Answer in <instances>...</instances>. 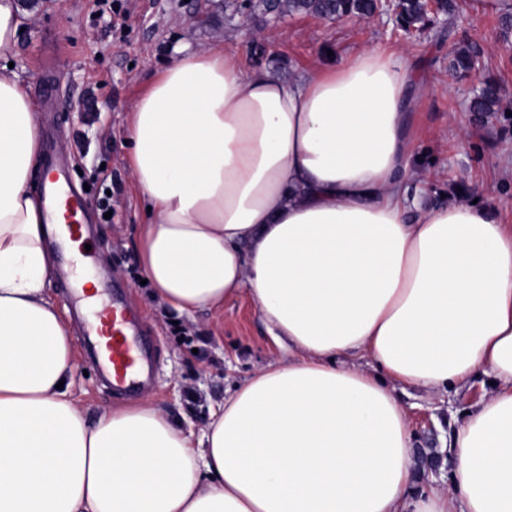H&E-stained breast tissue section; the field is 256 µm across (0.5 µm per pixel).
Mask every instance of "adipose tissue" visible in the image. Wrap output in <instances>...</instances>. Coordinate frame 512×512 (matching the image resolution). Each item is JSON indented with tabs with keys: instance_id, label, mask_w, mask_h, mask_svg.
Masks as SVG:
<instances>
[{
	"instance_id": "obj_1",
	"label": "adipose tissue",
	"mask_w": 512,
	"mask_h": 512,
	"mask_svg": "<svg viewBox=\"0 0 512 512\" xmlns=\"http://www.w3.org/2000/svg\"><path fill=\"white\" fill-rule=\"evenodd\" d=\"M411 83L367 48L287 84L218 40L175 48L140 96L125 163L155 302L248 295L278 348L198 436L75 399L38 115L0 66V512H512V225L410 199ZM476 378L445 486L422 483L398 389Z\"/></svg>"
}]
</instances>
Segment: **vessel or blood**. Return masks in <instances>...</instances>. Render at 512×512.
<instances>
[{"label": "vessel or blood", "mask_w": 512, "mask_h": 512, "mask_svg": "<svg viewBox=\"0 0 512 512\" xmlns=\"http://www.w3.org/2000/svg\"><path fill=\"white\" fill-rule=\"evenodd\" d=\"M50 197L59 210L60 227L70 236H79L82 232L80 216L86 210L85 201L56 182L50 187ZM132 327L126 305L116 300L101 309L98 324L92 329L93 335L103 340L101 348L107 365L112 369L113 387L128 393L142 386L140 378L131 376V369L143 367L145 363L143 347L128 338Z\"/></svg>", "instance_id": "1"}]
</instances>
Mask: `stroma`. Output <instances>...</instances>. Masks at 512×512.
I'll return each mask as SVG.
<instances>
[{
    "instance_id": "35a3bbf8",
    "label": "stroma",
    "mask_w": 512,
    "mask_h": 512,
    "mask_svg": "<svg viewBox=\"0 0 512 512\" xmlns=\"http://www.w3.org/2000/svg\"><path fill=\"white\" fill-rule=\"evenodd\" d=\"M458 2L460 19L438 22L421 34H404L376 17L328 23L315 15H288L258 28L240 48L253 66L273 68L287 82L365 47L401 48L414 75L415 121L423 133L407 183L410 196L425 205L478 196L512 225V122L500 115L476 121L467 110L474 80L448 72L455 46L476 42L482 75L497 80L512 101V31H502L498 19L473 17L468 0ZM241 26V20L225 19L220 0H39L18 35L12 61L37 109L40 137L89 204L86 240L51 245L55 271L49 286L69 326L76 390L87 416L130 398L106 386L101 367L87 355L81 296L70 279L80 265L97 280L102 302L111 301L114 285L122 286L137 318V337L154 343L141 395L184 429L201 432L225 391L277 355L247 298L226 302L216 317L202 311L180 318L154 303L136 249L144 202L125 166L129 114L153 76L170 64L175 48L233 41ZM106 195L112 215L104 220L98 201ZM483 392L476 379L441 404L430 402L422 389L400 390L415 447H443L456 414Z\"/></svg>"
}]
</instances>
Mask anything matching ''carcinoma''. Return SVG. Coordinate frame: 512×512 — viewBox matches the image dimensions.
Wrapping results in <instances>:
<instances>
[{
	"mask_svg": "<svg viewBox=\"0 0 512 512\" xmlns=\"http://www.w3.org/2000/svg\"><path fill=\"white\" fill-rule=\"evenodd\" d=\"M399 29L405 33L424 32L434 24L425 0H399ZM377 9L376 0H224V15L233 21L243 15L255 22H264L269 16L279 17L294 13H307L325 18L372 16ZM478 55L477 44L467 42L458 47L449 63L455 73L474 70ZM469 111L480 119L502 111V94L498 84L481 83L473 92Z\"/></svg>",
	"mask_w": 512,
	"mask_h": 512,
	"instance_id": "obj_1",
	"label": "carcinoma"
}]
</instances>
